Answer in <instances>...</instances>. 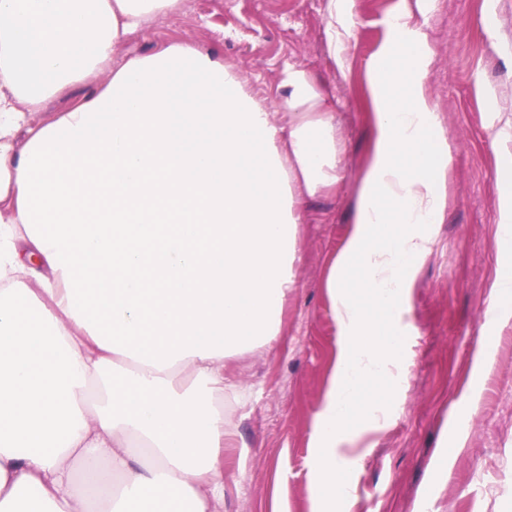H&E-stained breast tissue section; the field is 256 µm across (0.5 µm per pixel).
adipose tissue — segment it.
I'll return each mask as SVG.
<instances>
[{"instance_id": "ef3b65f1", "label": "adipose tissue", "mask_w": 512, "mask_h": 512, "mask_svg": "<svg viewBox=\"0 0 512 512\" xmlns=\"http://www.w3.org/2000/svg\"><path fill=\"white\" fill-rule=\"evenodd\" d=\"M181 4L0 0V512H215L224 361L277 343L301 198L340 178L330 95L305 71L272 108L183 41L115 58ZM390 29L328 279L342 344L311 438L316 512L386 426L397 324L448 206L430 54ZM92 77L95 95L36 121Z\"/></svg>"}]
</instances>
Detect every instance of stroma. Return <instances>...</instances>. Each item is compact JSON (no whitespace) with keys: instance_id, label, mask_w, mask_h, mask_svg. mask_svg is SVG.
<instances>
[{"instance_id":"35a3bbf8","label":"stroma","mask_w":512,"mask_h":512,"mask_svg":"<svg viewBox=\"0 0 512 512\" xmlns=\"http://www.w3.org/2000/svg\"><path fill=\"white\" fill-rule=\"evenodd\" d=\"M401 14L423 37L427 91L451 153L448 209L420 259L398 329L407 370L387 402L374 448L347 477L351 512H512V321L492 324L491 286L508 256L497 178L512 153V0H350L344 68L331 58L329 0H183L123 42L120 56L172 40L215 50L255 94L277 104L287 64L331 94L343 171L335 191L304 198L281 341L227 363L241 391L224 402L235 433L224 451L218 512H311V431L330 376L339 329L326 280L348 233L355 185L371 151L367 69ZM487 345L484 374L471 353ZM478 393L476 404L464 395Z\"/></svg>"}]
</instances>
